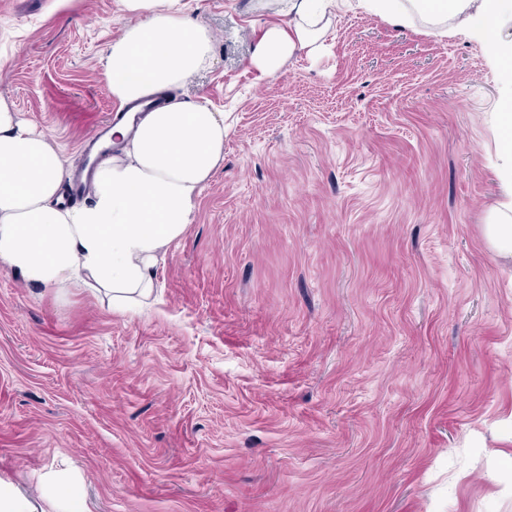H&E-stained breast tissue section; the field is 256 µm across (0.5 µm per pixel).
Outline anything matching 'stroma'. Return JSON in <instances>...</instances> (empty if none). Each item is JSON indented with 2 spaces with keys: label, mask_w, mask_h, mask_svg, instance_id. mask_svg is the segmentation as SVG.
Masks as SVG:
<instances>
[{
  "label": "stroma",
  "mask_w": 512,
  "mask_h": 512,
  "mask_svg": "<svg viewBox=\"0 0 512 512\" xmlns=\"http://www.w3.org/2000/svg\"><path fill=\"white\" fill-rule=\"evenodd\" d=\"M224 165L128 312L0 269V478L94 512H512V83L479 40L336 12L272 80L274 0H182ZM116 0H0V96L74 165L115 109ZM503 155L510 160V165L501 172V180L507 201L492 208L483 226V237L490 251L500 257H512V142L505 140Z\"/></svg>",
  "instance_id": "stroma-1"
}]
</instances>
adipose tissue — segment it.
Here are the masks:
<instances>
[{"mask_svg":"<svg viewBox=\"0 0 512 512\" xmlns=\"http://www.w3.org/2000/svg\"><path fill=\"white\" fill-rule=\"evenodd\" d=\"M344 0H279L280 23L258 38L253 64L260 78L275 77L298 53L317 56L331 19L327 6ZM131 16L106 48L100 65L115 103L154 95L163 102L137 126L115 123L119 153L97 167L92 200L60 207L67 175L59 144L14 104L0 97V269L19 273L36 288H85L104 295L115 311L147 299L167 247L191 224L197 201L224 163L223 113L182 92L213 52L208 27L189 17L181 0H117ZM399 25L420 16L450 34L489 44L512 81V42L500 41L512 0H364ZM504 202L483 226L490 251L512 257V163L501 173ZM0 512H93L80 479L65 470L42 475L35 490L0 480Z\"/></svg>","mask_w":512,"mask_h":512,"instance_id":"obj_1","label":"adipose tissue"}]
</instances>
